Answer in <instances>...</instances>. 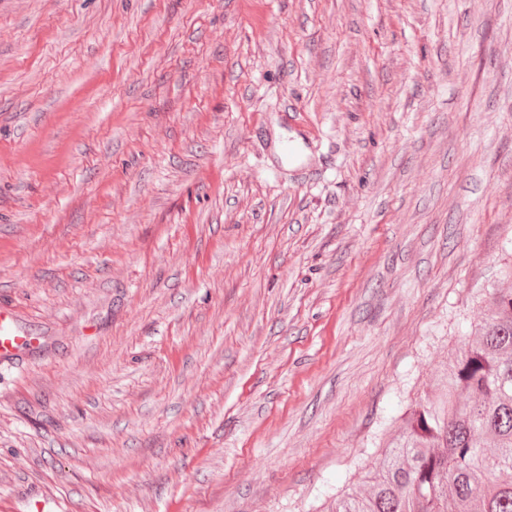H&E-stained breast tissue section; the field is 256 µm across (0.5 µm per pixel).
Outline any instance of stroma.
<instances>
[{"label": "stroma", "mask_w": 512, "mask_h": 512, "mask_svg": "<svg viewBox=\"0 0 512 512\" xmlns=\"http://www.w3.org/2000/svg\"><path fill=\"white\" fill-rule=\"evenodd\" d=\"M511 238L512 0H0V512H327ZM29 344L30 340L18 328L12 311L0 308V359L12 358Z\"/></svg>", "instance_id": "stroma-1"}]
</instances>
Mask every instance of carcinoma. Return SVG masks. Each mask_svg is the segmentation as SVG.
Masks as SVG:
<instances>
[{"label":"carcinoma","mask_w":512,"mask_h":512,"mask_svg":"<svg viewBox=\"0 0 512 512\" xmlns=\"http://www.w3.org/2000/svg\"><path fill=\"white\" fill-rule=\"evenodd\" d=\"M446 389L410 408L365 493L332 512H512V288L444 365Z\"/></svg>","instance_id":"carcinoma-1"}]
</instances>
